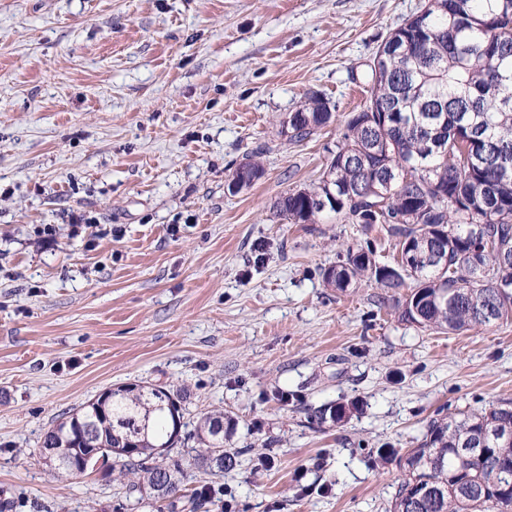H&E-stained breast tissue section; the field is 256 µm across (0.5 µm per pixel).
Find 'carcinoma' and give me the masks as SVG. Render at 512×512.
Instances as JSON below:
<instances>
[{
    "instance_id": "cac0c4a2",
    "label": "carcinoma",
    "mask_w": 512,
    "mask_h": 512,
    "mask_svg": "<svg viewBox=\"0 0 512 512\" xmlns=\"http://www.w3.org/2000/svg\"><path fill=\"white\" fill-rule=\"evenodd\" d=\"M408 46L409 53H396ZM369 104L346 121L342 140L313 188L291 190L276 203L292 224L333 213L363 230L379 224L394 241V263L371 247L350 246L323 273L325 286L362 281L405 288L399 318L448 333L512 319V0H429L378 47ZM333 120L331 103L313 94L288 113L290 139L302 142ZM376 210L380 174L401 175ZM333 192L320 207L313 195ZM484 224L491 244L477 240ZM183 397L155 385H126L49 429L42 450L55 449L54 477L79 479L80 461L114 449L111 469L129 478L128 494L154 492L156 512H200L210 497L181 493L190 468L237 466L241 451L224 447V412L197 422L191 459L169 456L185 438ZM512 431V404L433 418L404 453L383 449L400 482L389 512H512V444L487 442L471 461L460 450L485 432Z\"/></svg>"
}]
</instances>
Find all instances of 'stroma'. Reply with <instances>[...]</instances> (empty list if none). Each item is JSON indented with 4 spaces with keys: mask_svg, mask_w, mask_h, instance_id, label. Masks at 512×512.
Listing matches in <instances>:
<instances>
[{
    "mask_svg": "<svg viewBox=\"0 0 512 512\" xmlns=\"http://www.w3.org/2000/svg\"><path fill=\"white\" fill-rule=\"evenodd\" d=\"M425 4L0 0V512H152L41 459L50 427L130 382L184 390L191 426L223 409L242 454L195 474L210 512H386L400 471L379 449L512 401L511 321L425 330L404 289L325 287L349 245L392 242L274 209L317 183L379 45ZM312 93L335 120L290 141ZM250 157L263 176L230 193Z\"/></svg>",
    "mask_w": 512,
    "mask_h": 512,
    "instance_id": "stroma-1",
    "label": "stroma"
}]
</instances>
